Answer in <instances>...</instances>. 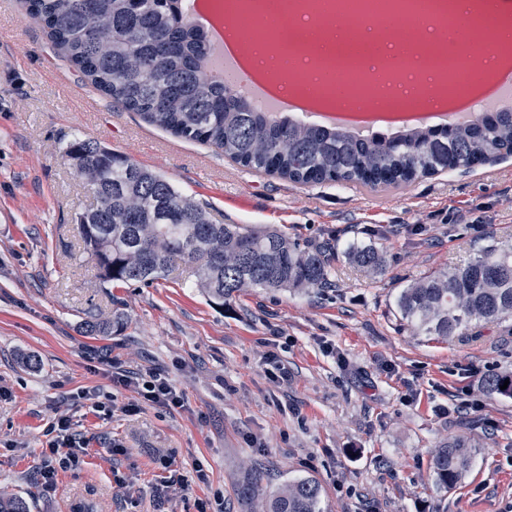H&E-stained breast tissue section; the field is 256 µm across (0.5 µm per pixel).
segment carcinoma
<instances>
[{"label": "carcinoma", "instance_id": "obj_1", "mask_svg": "<svg viewBox=\"0 0 512 512\" xmlns=\"http://www.w3.org/2000/svg\"><path fill=\"white\" fill-rule=\"evenodd\" d=\"M29 20L97 90L125 110L186 140L210 144L224 157L294 184L352 183L397 188L439 171L470 169L502 155L512 137V109L483 112L440 137L425 130L373 140L271 120L208 74L203 34L189 27L180 0H25ZM66 156L96 204L79 214L84 250L106 283L149 285L179 262L216 306L243 288H330L331 254L303 246L281 230L215 224L207 212L161 175L96 141L75 139ZM351 264L380 274L386 258L353 244ZM400 320L424 336L452 339L512 317V244L488 245L473 260L404 287ZM120 318L89 319L90 336L112 335ZM509 381L504 390L500 386ZM485 391L512 396V375L482 379ZM473 443L455 438L433 456L437 484L450 487L466 471ZM244 512H323L317 480L301 477L266 489L252 478L237 489ZM0 512H29L21 497H0Z\"/></svg>", "mask_w": 512, "mask_h": 512}]
</instances>
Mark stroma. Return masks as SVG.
Listing matches in <instances>:
<instances>
[{
  "label": "stroma",
  "mask_w": 512,
  "mask_h": 512,
  "mask_svg": "<svg viewBox=\"0 0 512 512\" xmlns=\"http://www.w3.org/2000/svg\"><path fill=\"white\" fill-rule=\"evenodd\" d=\"M77 137L163 175L216 223L328 245L332 287L246 288L219 309L184 264L150 285L100 281L75 224L95 203L65 154ZM506 241L512 156L379 191L293 184L113 106L54 54L23 0H0V494L29 512H198L202 501L240 512L244 478L272 488L306 476L324 512H512V397L479 384L512 373V335L491 325L430 340L395 315L402 285ZM354 243L382 250L385 271L350 265ZM93 315L121 323L90 336ZM271 354L286 380L270 379ZM149 369L183 407L124 413L135 394L113 386V372ZM455 395L478 411L450 413ZM58 412L84 442L83 462L45 485L44 430ZM456 437L475 446L445 488L430 462ZM173 472L188 489L155 497Z\"/></svg>",
  "instance_id": "35a3bbf8"
}]
</instances>
